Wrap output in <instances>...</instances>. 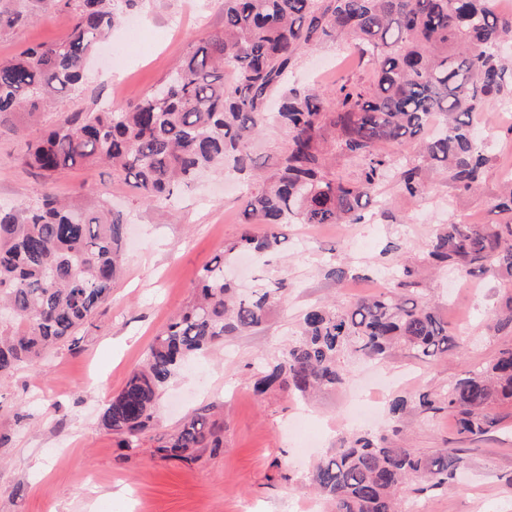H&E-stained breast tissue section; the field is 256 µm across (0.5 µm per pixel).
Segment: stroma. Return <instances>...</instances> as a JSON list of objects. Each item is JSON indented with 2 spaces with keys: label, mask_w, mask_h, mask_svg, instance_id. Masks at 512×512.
<instances>
[{
  "label": "stroma",
  "mask_w": 512,
  "mask_h": 512,
  "mask_svg": "<svg viewBox=\"0 0 512 512\" xmlns=\"http://www.w3.org/2000/svg\"><path fill=\"white\" fill-rule=\"evenodd\" d=\"M34 9L39 20L0 28V63L67 34L73 10L62 0H39ZM127 19L139 24L140 41H127L123 28L114 29L91 60L82 88L60 94L27 130V139L38 138L70 112L121 110L139 102L192 44L223 32L224 2L141 0ZM372 78V65L359 64L341 41L304 49L290 81L331 94L344 80ZM474 121L490 128L483 140L490 162L478 189H457L439 169L426 175L418 197L389 180L382 186L388 217L292 224L280 252L235 258L243 289L283 278L287 300L263 329L225 337L212 354L179 370L160 395L154 428L136 448L121 447L116 435L100 427L99 414L141 363L152 338L190 301L203 266L241 232L245 190L207 171L178 191L170 207L155 208L108 165L75 167L44 181L27 165L24 141L1 134V206L35 205L48 186L65 199H103L125 211L129 224L122 275L97 316L75 343L38 365L20 367L0 385V432L9 436L0 446V512H238L247 503L258 512H303L306 504L317 503L309 489L314 463L355 428L385 433L393 447L424 454L460 449L463 467L455 484L401 500L399 512H512L511 406H494L488 432L469 440L459 438L454 417L445 411L411 412L396 432L383 412L351 427L345 405L376 366L369 360L349 363L344 385L307 402L281 390L260 397L252 387L254 374L293 338L303 310L375 295L380 278L400 263L414 268L423 295L438 305L458 345L431 365L405 351L393 353L377 365L393 382L386 398L446 391L468 366L512 346L511 332L487 328L490 314L512 296V283L493 275L449 279L425 259L437 225L502 220L493 204L503 191L504 169L512 165V112L498 120L481 112ZM336 264L352 268L353 277H328ZM203 408L224 428L221 448L197 449L191 460L156 453L162 434ZM21 414L27 421L20 426ZM301 416L316 447L296 448L288 434Z\"/></svg>",
  "instance_id": "35a3bbf8"
}]
</instances>
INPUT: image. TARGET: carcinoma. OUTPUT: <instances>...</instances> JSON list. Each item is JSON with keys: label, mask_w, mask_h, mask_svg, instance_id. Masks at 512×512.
Listing matches in <instances>:
<instances>
[{"label": "carcinoma", "mask_w": 512, "mask_h": 512, "mask_svg": "<svg viewBox=\"0 0 512 512\" xmlns=\"http://www.w3.org/2000/svg\"><path fill=\"white\" fill-rule=\"evenodd\" d=\"M74 2L63 40L29 46L0 63V131L24 135L44 106L81 86L87 58L139 0ZM494 2L224 0V31L197 44L138 104L73 112L26 142L28 165L44 175L105 162L133 178L131 187L155 207L216 164L253 178L246 229L203 267L193 299L154 336L145 363L131 370L100 414L104 430L127 448L137 446L181 365L208 355L226 336L262 327L284 299V279L239 293L224 274L228 255L278 246L293 223L356 224L390 174L409 196L421 195L424 175L437 168L460 189L478 186L489 158L472 116L512 100V58L500 50L512 34V15ZM343 37L375 65L370 83L343 84L328 102L314 87L288 83L305 48ZM275 100L289 147L272 170L257 174L251 143ZM406 142L417 150L404 163L382 148ZM332 148L357 161L355 180L336 174ZM494 208L507 214L495 225H441L427 244L428 258L464 279L496 273L511 281L512 178ZM256 223L266 226L261 238L247 229ZM126 224L119 210L63 201L48 188L31 208H0V314L7 315L0 320V382L75 341L107 303L122 268ZM414 275L405 265L378 295L306 309L296 338L265 364L255 392L276 387L305 398L334 388L345 380L344 360L355 355L381 360L399 347L430 362L447 354L456 346L448 322L420 297ZM508 328L512 304L488 325L495 333ZM507 403L512 348L470 367L438 397L393 399L389 413L396 431L411 406L446 411L458 435L478 438L493 423L490 410ZM221 431L203 410L161 438L158 451L188 458L196 448L221 447ZM462 465L458 448L428 456L394 448L384 434L362 433L319 460L310 487L331 512H397L402 497L419 492L413 479L441 489Z\"/></svg>", "instance_id": "obj_1"}]
</instances>
